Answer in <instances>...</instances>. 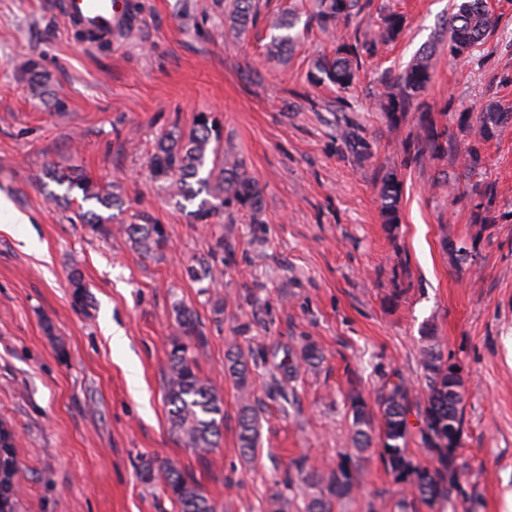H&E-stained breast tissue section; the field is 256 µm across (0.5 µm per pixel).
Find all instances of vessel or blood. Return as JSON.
<instances>
[{
	"mask_svg": "<svg viewBox=\"0 0 512 512\" xmlns=\"http://www.w3.org/2000/svg\"><path fill=\"white\" fill-rule=\"evenodd\" d=\"M60 13L68 30L87 34V46L111 42L115 29L130 19L127 0H62Z\"/></svg>",
	"mask_w": 512,
	"mask_h": 512,
	"instance_id": "b4317fda",
	"label": "vessel or blood"
}]
</instances>
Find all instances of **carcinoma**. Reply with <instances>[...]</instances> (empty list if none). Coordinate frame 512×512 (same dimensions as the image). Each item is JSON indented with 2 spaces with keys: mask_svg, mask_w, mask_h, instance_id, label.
I'll list each match as a JSON object with an SVG mask.
<instances>
[{
  "mask_svg": "<svg viewBox=\"0 0 512 512\" xmlns=\"http://www.w3.org/2000/svg\"><path fill=\"white\" fill-rule=\"evenodd\" d=\"M233 9L224 18V33L237 38L257 20L253 0H233ZM366 4L360 0H319L311 19L324 30H332L341 19L359 14ZM298 19L287 14L272 18L273 31L267 52L282 58L295 45L299 34H291ZM496 19L486 0H463L449 23L448 51L454 57H465L486 36L493 32ZM379 39L395 41L404 32L403 16L390 12L382 16ZM375 42L342 41L331 58L315 64L311 80L328 81L342 91L356 82L366 58L373 56ZM432 54L419 55L398 75L394 91L385 95L382 107L392 130L400 129L413 100L431 82ZM512 122V110L491 106L479 117L473 140L467 147L470 170L482 166L481 145L496 138ZM222 126L212 114L199 112L192 126L184 131L179 127L169 130L157 143L150 158L154 180L162 183L168 194L176 199L197 202L191 211L199 224H209L236 204L251 216V223H263L262 191L249 176L242 162L224 154L221 146ZM453 134L426 112L420 117V130L415 136L414 152L410 161L421 163L427 159L448 155V144ZM59 185L67 190L77 188L87 199H95L106 208L117 207V195L103 193L78 176H58L50 172ZM381 223L394 226L401 221L399 203L403 182L394 172L380 179ZM125 233L146 255L162 251L167 239L158 224H128ZM178 336L170 342L168 370L164 376L166 402L170 406L171 431L184 445L203 455L217 446L224 419L223 400L218 391L198 374L197 351L202 347V336L193 312L184 305L175 307ZM227 370L240 389L243 402L239 420L238 442L243 453L255 450L258 441V412L249 402L250 364L237 346L226 354ZM421 365L425 376L424 400H419L413 384L405 377L383 385L376 394L381 417L378 435V455L394 481L408 489L411 500L394 504L398 512L423 505L428 512H445L451 503L460 475L459 449L464 431V383L451 373L436 345L430 343L421 349ZM423 404L421 437L424 445L436 454L437 465L419 463L410 448L409 415L412 407ZM352 429L350 441L354 447L355 462L340 461L328 470L309 467L305 459L291 462L292 471L282 480L284 487L301 495L303 512H333L334 503L348 498L365 481L366 469L362 453L373 443L371 416L360 397L352 399ZM0 421V512H15L19 492L20 463L16 457L13 433ZM145 482L162 480V491L177 512H215V506L204 487L193 475L168 463L145 459L141 463ZM318 493H312V490Z\"/></svg>",
  "mask_w": 512,
  "mask_h": 512,
  "instance_id": "carcinoma-1",
  "label": "carcinoma"
}]
</instances>
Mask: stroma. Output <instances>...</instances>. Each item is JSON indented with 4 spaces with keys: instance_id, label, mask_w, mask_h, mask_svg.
<instances>
[{
    "instance_id": "35a3bbf8",
    "label": "stroma",
    "mask_w": 512,
    "mask_h": 512,
    "mask_svg": "<svg viewBox=\"0 0 512 512\" xmlns=\"http://www.w3.org/2000/svg\"><path fill=\"white\" fill-rule=\"evenodd\" d=\"M59 2L0 0V199L29 218L0 227V420L21 464L16 512H176L160 483L140 480L148 458L192 473L216 512H269L291 459L326 468L352 454V391L371 405L394 375L424 387L430 339L465 383L464 465L448 512H512V125L484 143L473 173L464 132L423 164L403 143L424 112L452 127L462 112L512 108V0H488L498 24L463 60L449 56L446 33L458 0H370L330 33L308 21L314 0H259L237 39L224 34L228 0H128L129 30L95 50L65 31ZM294 5L301 42L287 60L269 59L268 22ZM384 9L406 18L390 43L378 40ZM355 37L376 53L344 109L336 86L309 75L338 39ZM425 49L433 79L392 132L383 80ZM28 59L42 96L29 92ZM200 111L222 121L225 151L259 183L263 223L242 210L230 224L195 223L192 204L153 183L156 141ZM347 128L368 144L363 160L341 139ZM50 167L113 188L122 208L83 200ZM388 172L404 182L392 229L379 217ZM477 184L494 188L495 223L475 221L466 196ZM80 208L101 213L111 236L80 223ZM148 221L167 238L155 255L124 231ZM204 265L221 270L218 287L192 277ZM75 270L87 285L80 303ZM180 303L205 338L199 374L224 401L219 445L202 457L171 432L164 400ZM109 322L124 350L106 338ZM233 343L251 355L261 419L252 459L240 454L242 402L225 370ZM307 348L318 354L311 366ZM286 358L300 370L287 400L272 384ZM365 458L366 483L334 512H391L404 498L375 451Z\"/></svg>"
}]
</instances>
